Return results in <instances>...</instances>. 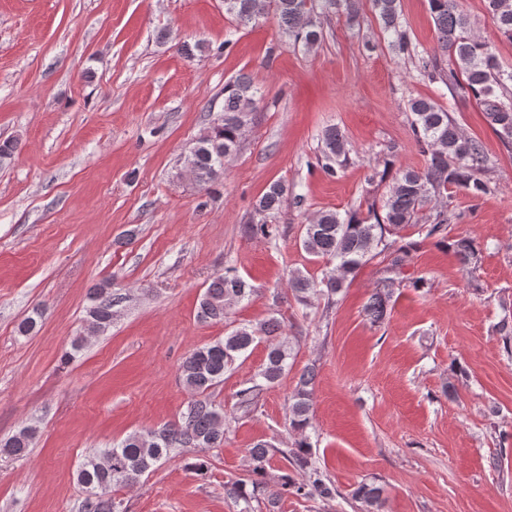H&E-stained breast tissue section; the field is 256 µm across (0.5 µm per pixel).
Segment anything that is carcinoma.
Segmentation results:
<instances>
[{"instance_id":"cac0c4a2","label":"carcinoma","mask_w":512,"mask_h":512,"mask_svg":"<svg viewBox=\"0 0 512 512\" xmlns=\"http://www.w3.org/2000/svg\"><path fill=\"white\" fill-rule=\"evenodd\" d=\"M375 15L388 43L400 54L418 57L420 70L432 81H440L453 93L473 98L483 107L493 131L512 144V73H504L490 46L473 34L468 18L457 0H428L437 32L439 52H419L412 42L399 11V0H371ZM489 18L498 30L512 39V0H485ZM359 0H224V12L247 27L269 17L275 19L288 38L314 49L321 41L320 15L343 12L354 25L359 22ZM452 67H443V57ZM261 99L259 88L246 74L224 84L222 116L190 148L186 167L201 191L210 190L224 174V164L237 152L245 129ZM412 114L411 131L425 164L419 170L400 169L382 195L380 205L367 210L351 208L344 212H318L303 225L302 247L314 261H323L321 275L294 272L287 290L304 307L323 298L327 306L338 303L349 287L348 278L362 266L381 256L387 261L380 286L375 288L363 311L373 324L385 320L392 286L407 282L411 288L424 284L421 277L406 274L411 264V247L401 243L405 231L415 228L426 239H434L448 250L461 267L467 269L477 255L474 241L467 236L448 237L449 227L457 220L455 212L441 202L448 188L458 187L478 199L489 191L480 174L487 159L482 145L463 135L448 110L431 98L409 101ZM324 172L337 174V168L348 160L349 143L336 128L326 129L321 138ZM288 187L280 182L269 186L253 205L248 233L264 240L279 234L274 220L281 213ZM258 289L230 270L216 276L203 292L197 312L202 320L222 321L235 305L257 295ZM87 309L83 335L72 341L74 350L83 346L88 336L106 332L112 326L116 303L112 291L104 286L93 290ZM265 343L266 358L258 372L236 393V406L243 412L254 410L264 390L277 383L292 367L293 349L283 336L281 321L273 317L254 327L239 324L224 337L194 350L180 365V379L190 391L192 400L181 420L144 432H134L110 448L88 457L76 472L84 498L78 512H116L112 490L130 486L158 462L170 457L176 448H214L224 442L226 413L209 399L210 391L224 381V374L248 350ZM315 366L305 367L298 377L288 411L290 428L297 434L291 447L279 448L256 441L249 450L250 481L237 480L224 484V493L243 502L240 512H252L251 502L267 484V465L275 455L284 459L301 475L281 477V493L310 499L336 497V487L312 460V444L307 435L312 416V384ZM34 437V429L24 427L0 441V456L21 458L26 455ZM252 490H247L246 486ZM384 489L362 484L355 499L363 512H382Z\"/></svg>"}]
</instances>
